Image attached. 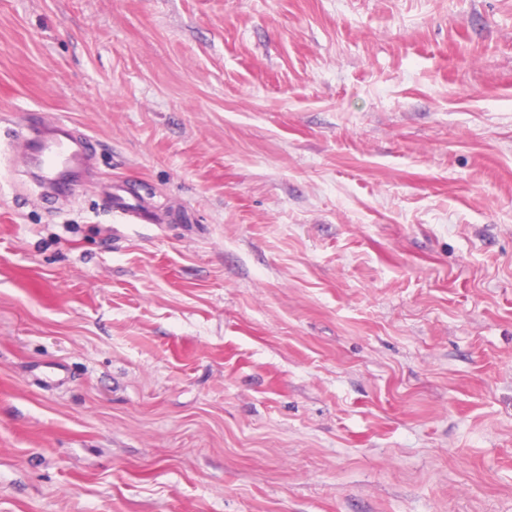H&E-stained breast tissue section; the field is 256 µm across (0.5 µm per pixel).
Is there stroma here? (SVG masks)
<instances>
[{"mask_svg":"<svg viewBox=\"0 0 512 512\" xmlns=\"http://www.w3.org/2000/svg\"><path fill=\"white\" fill-rule=\"evenodd\" d=\"M0 512H512V0H0ZM24 138L29 161L44 185L64 187L65 177L84 169L89 160L91 137L68 124L61 122Z\"/></svg>","mask_w":512,"mask_h":512,"instance_id":"35a3bbf8","label":"stroma"}]
</instances>
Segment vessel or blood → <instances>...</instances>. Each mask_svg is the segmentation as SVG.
<instances>
[{
	"label": "vessel or blood",
	"mask_w": 512,
	"mask_h": 512,
	"mask_svg": "<svg viewBox=\"0 0 512 512\" xmlns=\"http://www.w3.org/2000/svg\"><path fill=\"white\" fill-rule=\"evenodd\" d=\"M28 157L42 184L61 188L65 177L85 168L91 138L65 123H58L26 140Z\"/></svg>",
	"instance_id": "vessel-or-blood-1"
}]
</instances>
